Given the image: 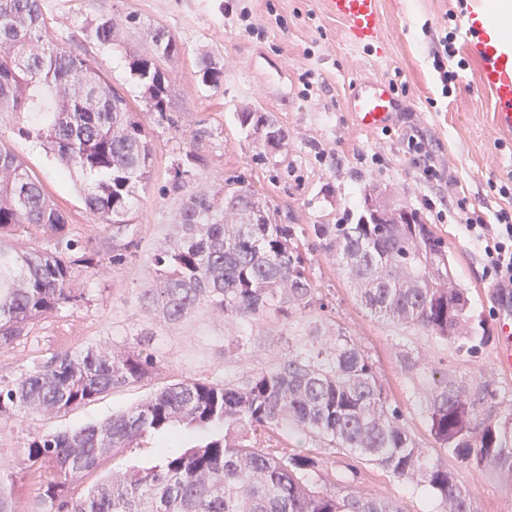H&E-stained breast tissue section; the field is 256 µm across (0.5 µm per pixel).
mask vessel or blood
<instances>
[{
	"instance_id": "1",
	"label": "vessel or blood",
	"mask_w": 512,
	"mask_h": 512,
	"mask_svg": "<svg viewBox=\"0 0 512 512\" xmlns=\"http://www.w3.org/2000/svg\"><path fill=\"white\" fill-rule=\"evenodd\" d=\"M327 15L340 21L352 46H382L383 15L380 0H322ZM484 0H465L456 27L457 40L479 64V82L493 98L495 120L512 131V43L483 22ZM397 100L389 83L382 79L356 84L346 99V109L362 128L389 126L397 113ZM499 362L504 371L512 370V320L499 326Z\"/></svg>"
}]
</instances>
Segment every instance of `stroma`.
<instances>
[{
	"label": "stroma",
	"instance_id": "1",
	"mask_svg": "<svg viewBox=\"0 0 512 512\" xmlns=\"http://www.w3.org/2000/svg\"><path fill=\"white\" fill-rule=\"evenodd\" d=\"M384 50L351 47L341 22L323 11L321 0H44L47 31L59 45L93 59L123 90L153 138L149 183L140 189L124 236L127 258L112 260V227L100 223L84 203L81 176L63 174L56 157L32 139L0 125L14 153L42 181L68 217V228L94 250L97 267L75 281L83 298L31 326L27 336L0 349V379L13 380L53 356L97 345L123 352L150 340L160 363L149 384L118 387L66 415H28L0 422V469L10 468L17 448L32 433L100 422L126 411L153 389L185 378L220 381L252 374L309 339L326 343L336 331L350 336L371 356L404 421L431 458L455 468L478 512H512V481L487 470L457 464L432 438L420 407L421 378L402 362L412 353L419 363L465 379L494 378L512 405V373L497 360L496 345L471 354L414 328L372 317L361 306L355 285L324 251L312 227L352 224L369 199L416 212L443 238L455 281L467 288L471 311L496 333L502 308L486 272L479 244L459 217L493 223L512 190V132L500 129L490 95L478 83V64L457 48L447 68L455 78L443 93L433 52L457 25L456 0H381ZM119 21L115 47L83 40L81 30L101 16ZM166 27L183 42L178 57L164 67L173 84L169 119L149 111L131 77L128 56L150 50L147 33ZM207 54L224 71L214 89L202 84L195 62ZM381 78L398 98L394 124L379 131L356 125L345 100L354 83ZM268 116L284 133L279 147L263 144L240 116ZM415 135L441 171L428 181L407 152ZM200 161L186 186L217 192L225 179L244 177L276 208L285 224L304 228L305 250L319 292L332 306L329 315L248 323L199 310L167 322L143 306L138 295L147 282L151 256L179 234L182 192L173 171L188 153ZM245 348H233L236 337ZM325 477L341 491L388 498L403 512H438L435 499L410 487L381 466L334 448L323 450Z\"/></svg>",
	"mask_w": 512,
	"mask_h": 512
}]
</instances>
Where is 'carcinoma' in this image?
Segmentation results:
<instances>
[{
	"mask_svg": "<svg viewBox=\"0 0 512 512\" xmlns=\"http://www.w3.org/2000/svg\"><path fill=\"white\" fill-rule=\"evenodd\" d=\"M117 27L101 17L82 33L110 47ZM148 37L151 52L132 56L129 71L149 110L164 118L173 88L160 62L180 55L182 42L161 26ZM196 68L203 84L221 86L223 71L210 57H198ZM3 118L13 133L46 145L63 173L89 179L86 207L123 232L130 200L151 177L150 133L92 60L49 40L41 0H0ZM242 122L283 140L263 115L245 112ZM234 181L222 206L204 190L184 194L181 235L153 255L143 304L169 321L197 308L244 320L327 308L310 275L303 230L272 222L251 183ZM313 233L378 318L469 353L495 341L476 323L468 291L452 277L443 239L417 213L401 224H377L367 209L354 224H315ZM94 265L39 178L0 138V348L27 335L42 316L78 301L77 273ZM157 364L142 343L120 356L96 346L56 355L0 382V419L66 414L144 382ZM428 381L422 409L440 447L462 465L512 476V410L503 407L496 382H468L437 368L428 369ZM177 427L205 436L179 451L158 448L151 467H132L75 491L77 480L109 458ZM281 431L382 466L425 488L442 512H475L457 472L428 456L371 358L340 330L333 342L306 345L259 372L221 384L184 379L101 423L32 434L12 469L0 470V512H17L16 483L29 474L38 477L31 512H403L392 500L339 495L319 484L322 455L281 446Z\"/></svg>",
	"mask_w": 512,
	"mask_h": 512,
	"instance_id": "1",
	"label": "carcinoma"
}]
</instances>
